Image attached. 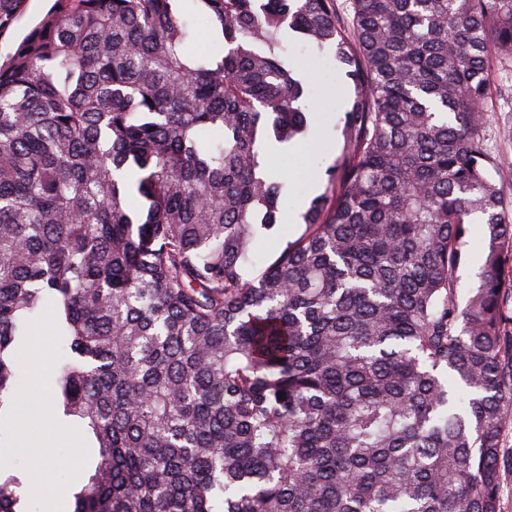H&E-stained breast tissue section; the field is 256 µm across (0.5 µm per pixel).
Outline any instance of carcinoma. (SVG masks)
I'll return each mask as SVG.
<instances>
[{
    "mask_svg": "<svg viewBox=\"0 0 512 512\" xmlns=\"http://www.w3.org/2000/svg\"><path fill=\"white\" fill-rule=\"evenodd\" d=\"M182 2L54 0L0 60V411L47 314L91 442L70 512H501L512 167L485 126L512 0H189L196 51ZM291 33L344 112L281 245ZM0 512H28L14 475ZM467 251V260L457 272L460 296L464 295L466 289L477 280L476 275L482 265L484 251L483 224H471Z\"/></svg>",
    "mask_w": 512,
    "mask_h": 512,
    "instance_id": "obj_1",
    "label": "carcinoma"
}]
</instances>
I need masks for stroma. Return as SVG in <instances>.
<instances>
[{
	"mask_svg": "<svg viewBox=\"0 0 512 512\" xmlns=\"http://www.w3.org/2000/svg\"><path fill=\"white\" fill-rule=\"evenodd\" d=\"M309 84V121L319 126L305 149L290 147L273 154L270 162L289 177L288 203L291 211L303 212L310 197L323 191L325 171L341 146L337 126L344 110L341 100L331 98L329 89L337 79L336 62L319 54L310 44L293 40L283 44ZM499 77L492 88L491 113L486 136L492 152L512 161V59L495 62ZM63 344L54 336L37 333L17 360V384L9 407L0 413V467L25 469L37 474L42 463L56 462L53 484L74 480L86 455V437L59 417L38 411L47 392H35V381H48L63 356Z\"/></svg>",
	"mask_w": 512,
	"mask_h": 512,
	"instance_id": "obj_1",
	"label": "stroma"
}]
</instances>
